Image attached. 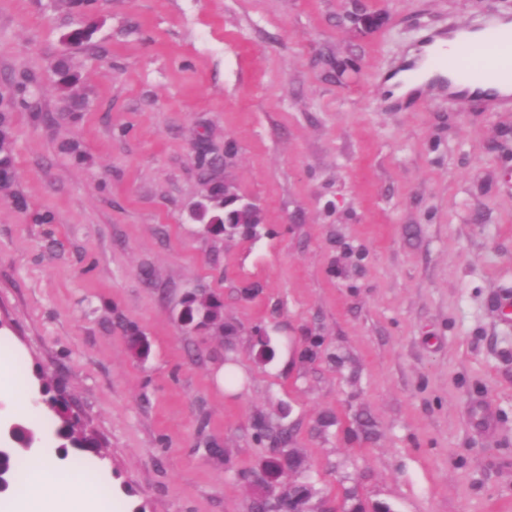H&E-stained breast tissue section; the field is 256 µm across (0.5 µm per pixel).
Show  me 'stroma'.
<instances>
[{"label":"stroma","mask_w":512,"mask_h":512,"mask_svg":"<svg viewBox=\"0 0 512 512\" xmlns=\"http://www.w3.org/2000/svg\"><path fill=\"white\" fill-rule=\"evenodd\" d=\"M505 18L512 0H104L76 48L70 0H0V93L34 75L59 112L64 54L87 99L53 125L13 114L28 208L0 199V446L46 381L98 450L62 448L36 407L31 454L88 464L112 512H253L259 420L287 427L310 512H512V102L390 86ZM203 139L233 143L217 178L259 205L255 235L194 219ZM198 288L232 336L183 329Z\"/></svg>","instance_id":"stroma-1"}]
</instances>
